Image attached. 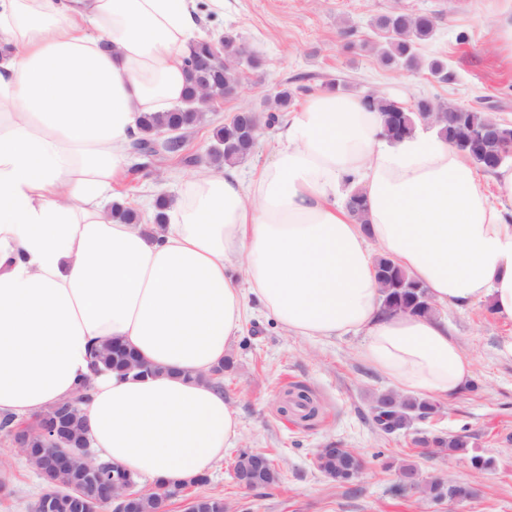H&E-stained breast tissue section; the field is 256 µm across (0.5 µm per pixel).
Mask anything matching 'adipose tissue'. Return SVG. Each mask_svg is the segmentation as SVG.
<instances>
[{
	"label": "adipose tissue",
	"instance_id": "ef3b65f1",
	"mask_svg": "<svg viewBox=\"0 0 512 512\" xmlns=\"http://www.w3.org/2000/svg\"><path fill=\"white\" fill-rule=\"evenodd\" d=\"M195 28V0H0V416L85 386L91 448L153 481L209 472L236 441L208 376L247 299L296 336H364L400 394L447 400L472 360L440 309L512 322V166L484 174L433 130L389 141L359 95L313 94L250 180L206 170L167 223L113 221L102 199L139 117L181 102ZM380 255L436 315L383 313ZM113 340L156 375L93 373Z\"/></svg>",
	"mask_w": 512,
	"mask_h": 512
}]
</instances>
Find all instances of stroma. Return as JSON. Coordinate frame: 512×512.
Returning <instances> with one entry per match:
<instances>
[{
  "label": "stroma",
  "instance_id": "obj_1",
  "mask_svg": "<svg viewBox=\"0 0 512 512\" xmlns=\"http://www.w3.org/2000/svg\"><path fill=\"white\" fill-rule=\"evenodd\" d=\"M198 12L196 39L235 30L264 66L246 71L237 95L188 134L196 164L156 161L140 172L139 157L129 155L119 190L145 223L153 221L157 198H175L187 179L208 168L214 126L242 109L266 111L269 95L300 75L307 78L306 90L296 95L300 102L337 77L355 94L377 92L406 105L426 96L512 118V60L494 37L501 23H512V0H224L220 10L199 0ZM393 12L435 17V34L418 53L442 59L441 76L378 64L371 49L378 38L374 21ZM447 316L449 333L472 359V387L441 401L435 418L387 435L374 427L371 408L392 385L361 359L362 337L295 336L251 306L226 351L232 366L222 377L224 398L239 420L236 445L209 472L208 484L171 499L169 512H184L186 496L199 492L223 496L226 512H512V356L504 351L512 343V322L496 319L479 303L448 309ZM297 385L321 403L317 419L300 420L289 395ZM424 431L470 434L474 453L490 458L491 469L478 472L469 461L415 445ZM330 442L363 458L356 481L339 483L317 470L315 453ZM242 448L267 453L279 482L240 489L233 466ZM0 459L10 475L0 486V512H30L43 491L36 472L1 435ZM404 460L424 478L469 484L473 496L435 502L399 490L396 467Z\"/></svg>",
  "mask_w": 512,
  "mask_h": 512
}]
</instances>
